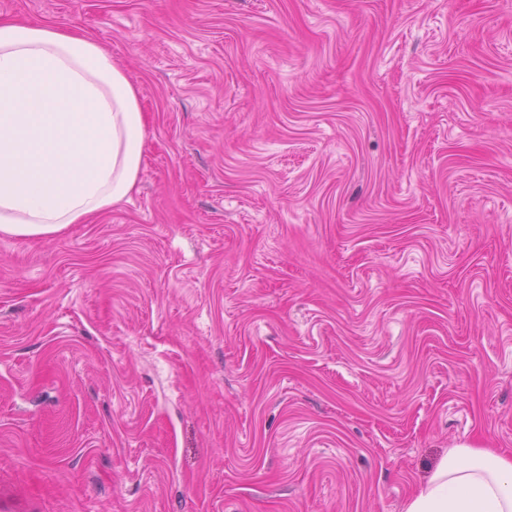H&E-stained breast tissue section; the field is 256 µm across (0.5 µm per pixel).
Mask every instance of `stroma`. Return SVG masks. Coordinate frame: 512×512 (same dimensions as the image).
<instances>
[{
  "label": "stroma",
  "mask_w": 512,
  "mask_h": 512,
  "mask_svg": "<svg viewBox=\"0 0 512 512\" xmlns=\"http://www.w3.org/2000/svg\"><path fill=\"white\" fill-rule=\"evenodd\" d=\"M134 84L129 200L0 237V512H404L512 454V0H0Z\"/></svg>",
  "instance_id": "obj_1"
}]
</instances>
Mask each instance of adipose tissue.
Wrapping results in <instances>:
<instances>
[{
    "mask_svg": "<svg viewBox=\"0 0 512 512\" xmlns=\"http://www.w3.org/2000/svg\"><path fill=\"white\" fill-rule=\"evenodd\" d=\"M143 141L136 89L100 45L0 23V236H56L121 203ZM405 512H512V456L450 449Z\"/></svg>",
    "mask_w": 512,
    "mask_h": 512,
    "instance_id": "obj_1",
    "label": "adipose tissue"
}]
</instances>
